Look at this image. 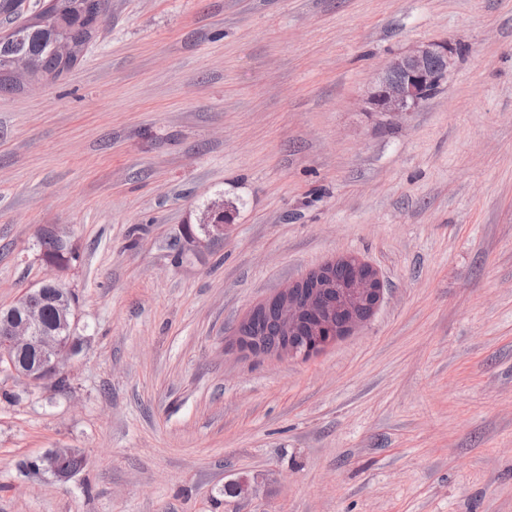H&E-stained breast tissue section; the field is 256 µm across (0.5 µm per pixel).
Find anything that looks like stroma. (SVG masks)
I'll return each instance as SVG.
<instances>
[{
  "label": "stroma",
  "instance_id": "1",
  "mask_svg": "<svg viewBox=\"0 0 512 512\" xmlns=\"http://www.w3.org/2000/svg\"><path fill=\"white\" fill-rule=\"evenodd\" d=\"M110 4L62 78L0 92V308L49 277L44 226L80 254L68 389L0 365V512H512V0ZM431 42L434 94L364 111ZM214 201L230 232L175 259ZM341 253L385 282L366 327L236 347ZM54 448L85 466L27 469ZM451 50L446 42H434L394 57L377 73L364 111L390 118L413 112L447 78Z\"/></svg>",
  "mask_w": 512,
  "mask_h": 512
}]
</instances>
